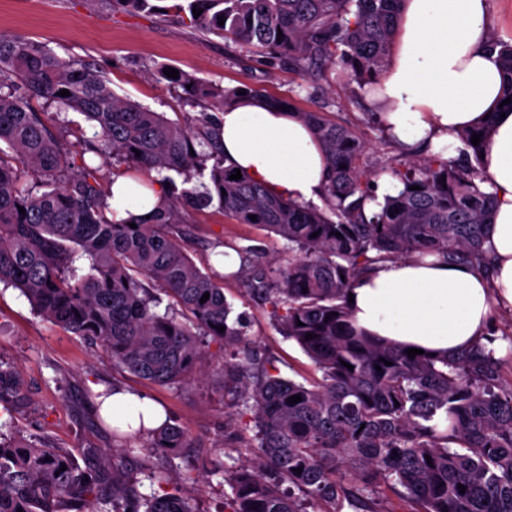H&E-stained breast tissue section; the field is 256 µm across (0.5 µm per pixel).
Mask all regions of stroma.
<instances>
[{
    "instance_id": "obj_1",
    "label": "stroma",
    "mask_w": 512,
    "mask_h": 512,
    "mask_svg": "<svg viewBox=\"0 0 512 512\" xmlns=\"http://www.w3.org/2000/svg\"><path fill=\"white\" fill-rule=\"evenodd\" d=\"M27 37L48 44L59 56L89 62L103 73L116 95L134 100L172 120L186 121L211 111L210 102L187 103L182 86L156 81L157 66L231 89L243 84L267 97L289 101L293 111L320 109L355 129L368 144L364 163L379 167L397 157L367 105L363 92H350L339 80L297 76L287 60L262 50H246L232 40L205 38L175 14L126 11L108 0H0V35ZM261 246L268 257H287L279 236L239 224L216 208L192 216L186 249L206 268L216 243ZM224 295L248 323L252 349L277 357L278 366L296 381L314 377L309 358L281 335L268 306L252 301L240 278L224 281ZM202 375L174 386H160L117 370L101 348L88 345L32 311L20 291L0 285V360L16 366L32 401L17 425L24 434L43 436L82 458L87 448H108L109 434L93 426L96 398L111 385L134 391L164 406L191 442L169 469L164 489L181 491L196 512H224L225 488L212 468L237 466L244 458L224 452V352L217 343L205 349ZM192 481H184V473Z\"/></svg>"
}]
</instances>
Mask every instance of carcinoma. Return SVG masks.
Returning a JSON list of instances; mask_svg holds the SVG:
<instances>
[{"mask_svg":"<svg viewBox=\"0 0 512 512\" xmlns=\"http://www.w3.org/2000/svg\"><path fill=\"white\" fill-rule=\"evenodd\" d=\"M403 4L180 0L175 9L204 37L284 54L301 75L317 69L326 79L338 64L344 84L363 87L391 58ZM491 42L500 48L501 99L512 98V43L494 35ZM170 82L220 112L240 91L262 95L185 75ZM33 99L57 112L34 111ZM69 111L91 126L79 150L49 126ZM297 117L314 130L330 168L321 207L276 197L245 176L229 179L217 116L172 121L117 97L91 64L1 35L0 283L20 289L54 325L99 344L120 370L160 386L201 371L202 339L222 345L224 404L236 409L225 414L224 440L250 430L241 447L254 449L245 464L214 468L231 490L229 512H307L312 502L321 512H358L383 487L416 505L413 512H512V386L501 380L502 359L481 344L456 358H410L405 347L359 333L347 305L352 279L380 261L438 256L486 266L494 197L481 187V154L495 115L459 135L465 166L439 155L388 166L402 190L369 216L376 174L363 166L365 142L319 109ZM89 152L127 165L114 176L134 170L152 184L155 172L172 186L174 172L185 188L168 192L151 223H116L105 215L110 191ZM213 205L288 241L284 265L257 245L222 246L240 257L236 276L248 295L270 306L280 333L321 377L297 382L254 353L243 315L224 296V276L189 257V211ZM0 408L19 417L30 408L20 372L1 361ZM96 423L111 433L112 448H90L81 463L45 440L6 435L0 423V512H194L179 493H140L126 463L136 450L163 457L191 447L179 426L134 428L99 414Z\"/></svg>","mask_w":512,"mask_h":512,"instance_id":"carcinoma-1","label":"carcinoma"}]
</instances>
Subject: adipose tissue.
Segmentation results:
<instances>
[{"mask_svg":"<svg viewBox=\"0 0 512 512\" xmlns=\"http://www.w3.org/2000/svg\"><path fill=\"white\" fill-rule=\"evenodd\" d=\"M488 0H405L392 59L365 96L388 135L408 151L431 146L452 158L459 132L482 121L502 88L492 48ZM226 165L272 193L299 203L320 197L328 167L313 131L295 113L243 97L218 122ZM485 188L495 197L485 247L490 271L429 257L388 261L356 278L350 317L367 335L427 353L455 357L476 344L502 353L492 339L494 310L512 311V113L498 117L486 145ZM164 187L129 175L113 177L107 200L113 221H145ZM112 417L144 416L147 427L164 414L153 400L131 393L105 400Z\"/></svg>","mask_w":512,"mask_h":512,"instance_id":"adipose-tissue-1","label":"adipose tissue"}]
</instances>
